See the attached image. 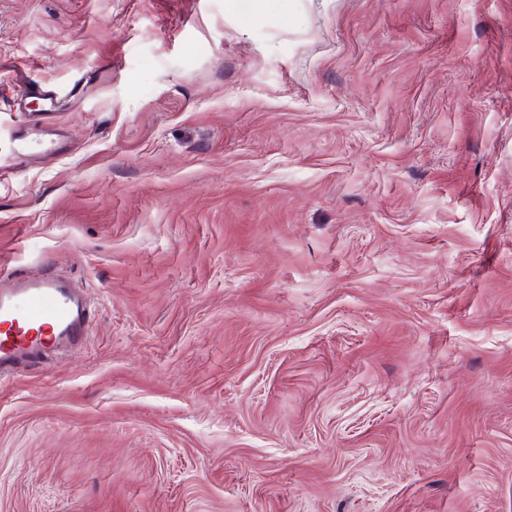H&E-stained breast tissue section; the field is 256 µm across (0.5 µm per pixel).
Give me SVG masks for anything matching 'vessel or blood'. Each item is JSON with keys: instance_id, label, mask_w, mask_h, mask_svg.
<instances>
[{"instance_id": "vessel-or-blood-1", "label": "vessel or blood", "mask_w": 512, "mask_h": 512, "mask_svg": "<svg viewBox=\"0 0 512 512\" xmlns=\"http://www.w3.org/2000/svg\"><path fill=\"white\" fill-rule=\"evenodd\" d=\"M29 154L25 136L0 137V173ZM90 311L71 281L16 274L0 280V376L34 366L54 346L84 338Z\"/></svg>"}]
</instances>
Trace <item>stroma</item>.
<instances>
[{
    "label": "stroma",
    "mask_w": 512,
    "mask_h": 512,
    "mask_svg": "<svg viewBox=\"0 0 512 512\" xmlns=\"http://www.w3.org/2000/svg\"><path fill=\"white\" fill-rule=\"evenodd\" d=\"M31 84L0 512H512V0H0ZM90 311L71 281L47 274H23L0 280V377L40 364L54 346L77 344L84 338Z\"/></svg>",
    "instance_id": "stroma-1"
}]
</instances>
